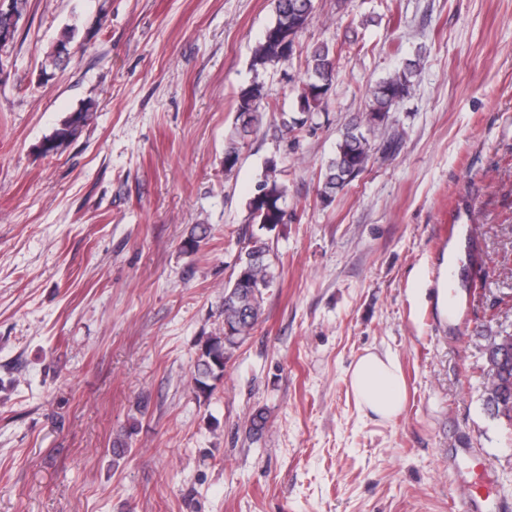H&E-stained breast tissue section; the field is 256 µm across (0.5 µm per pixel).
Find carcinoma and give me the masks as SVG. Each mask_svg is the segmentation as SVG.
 Listing matches in <instances>:
<instances>
[{
    "mask_svg": "<svg viewBox=\"0 0 512 512\" xmlns=\"http://www.w3.org/2000/svg\"><path fill=\"white\" fill-rule=\"evenodd\" d=\"M274 21L266 28L262 39L253 50L252 68L267 67L288 61L292 55L285 53L284 41L298 40L315 17L314 0H273ZM76 28H64L50 54L53 65L64 63L62 50L70 45ZM420 58L406 61L402 70L387 77L368 92L369 113L365 119L354 117L345 124L336 153L324 166L322 186L318 197L323 206H329L336 195L363 173L374 159L377 151H387L390 145L377 146L375 131L384 126V118L393 105L408 94L411 79L416 76ZM336 78L335 50L327 43L311 48L307 56L306 77L295 89L297 111L282 120L285 133L299 138L312 128L315 115L328 105L329 94ZM263 86L253 82L240 89L237 96L235 125L225 137L224 167L232 168L238 161L246 137L254 132L262 120ZM94 103L89 101L78 112L61 121L40 147L44 155L63 152L75 139L79 128L90 118ZM287 188L280 180L277 168L265 174L258 185V194L248 204V223L259 224L273 230L284 223L283 207ZM210 235L206 224L194 225L184 241L188 253L195 252ZM271 248L266 239L252 235L245 240L248 263L238 265L233 279L224 287V321L240 326V335L208 336L199 345L194 374L193 389L203 397H210L216 388L215 382L224 378V365L233 351L252 335L263 314L264 295L276 281ZM484 348L485 407L488 413L505 421L512 429V343L502 339L501 333L486 337Z\"/></svg>",
    "mask_w": 512,
    "mask_h": 512,
    "instance_id": "obj_1",
    "label": "carcinoma"
}]
</instances>
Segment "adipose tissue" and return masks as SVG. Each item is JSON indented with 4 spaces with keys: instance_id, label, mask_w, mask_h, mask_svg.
I'll return each mask as SVG.
<instances>
[{
    "instance_id": "adipose-tissue-1",
    "label": "adipose tissue",
    "mask_w": 512,
    "mask_h": 512,
    "mask_svg": "<svg viewBox=\"0 0 512 512\" xmlns=\"http://www.w3.org/2000/svg\"><path fill=\"white\" fill-rule=\"evenodd\" d=\"M357 406L383 421L395 419L405 401V384L396 357L389 352L367 353L347 372Z\"/></svg>"
}]
</instances>
